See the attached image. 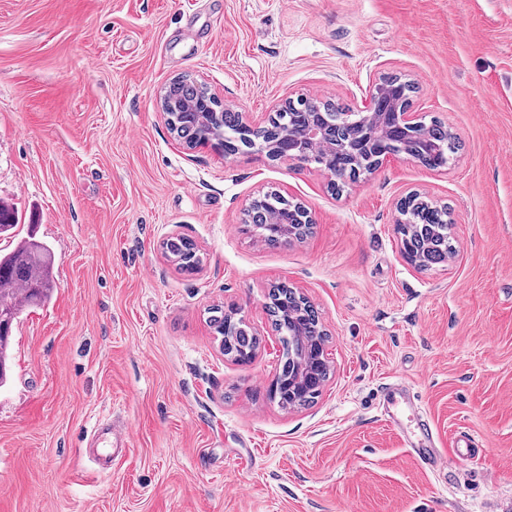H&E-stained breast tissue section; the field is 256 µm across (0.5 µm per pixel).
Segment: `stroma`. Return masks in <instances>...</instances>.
<instances>
[{
	"instance_id": "35a3bbf8",
	"label": "stroma",
	"mask_w": 512,
	"mask_h": 512,
	"mask_svg": "<svg viewBox=\"0 0 512 512\" xmlns=\"http://www.w3.org/2000/svg\"><path fill=\"white\" fill-rule=\"evenodd\" d=\"M184 75L251 116L298 98L357 112L401 76L458 151L440 170L389 156L338 194L315 164L184 147L159 109ZM271 190L310 211L303 239L244 224ZM412 191L452 222L426 269L394 231ZM0 202L18 222L0 251L32 229L55 258L50 302L12 331L0 512H512V0H0ZM175 234L196 273L165 256ZM281 281L330 365L288 410L267 392ZM231 304L260 338L248 364L208 321ZM399 379L438 471L381 411ZM103 418L131 432L108 472L83 445ZM467 436L476 458L456 454ZM162 248L182 271L193 273L200 268L202 260L199 251L190 239L184 236H172L162 243Z\"/></svg>"
}]
</instances>
